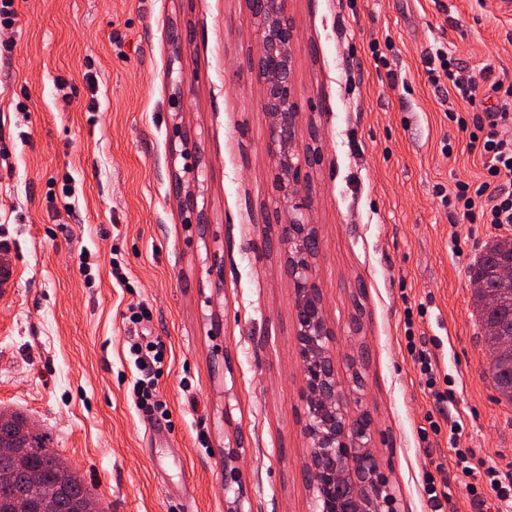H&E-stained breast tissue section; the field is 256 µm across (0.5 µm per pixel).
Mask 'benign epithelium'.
Wrapping results in <instances>:
<instances>
[{"mask_svg": "<svg viewBox=\"0 0 512 512\" xmlns=\"http://www.w3.org/2000/svg\"><path fill=\"white\" fill-rule=\"evenodd\" d=\"M258 43L255 71L263 85L266 150L271 161V205L285 216L280 242L294 291L296 356L304 375V432L310 441V486L318 512H397L396 496L372 451V424L362 425L350 410L361 402L363 379L349 383L336 371L331 349L336 333L328 324L313 259L321 240L310 219V169L321 158L317 140L303 145L293 80L295 21L288 0H248ZM237 448L224 452V485L240 481L233 462Z\"/></svg>", "mask_w": 512, "mask_h": 512, "instance_id": "obj_1", "label": "benign epithelium"}]
</instances>
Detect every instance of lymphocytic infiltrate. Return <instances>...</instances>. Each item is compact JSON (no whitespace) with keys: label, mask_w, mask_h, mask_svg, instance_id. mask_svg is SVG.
<instances>
[{"label":"lymphocytic infiltrate","mask_w":512,"mask_h":512,"mask_svg":"<svg viewBox=\"0 0 512 512\" xmlns=\"http://www.w3.org/2000/svg\"><path fill=\"white\" fill-rule=\"evenodd\" d=\"M425 64L432 83L447 80L454 96L473 106L472 117L457 118L456 123L477 145L486 173L485 180L474 188L456 182L452 192L442 195V202L454 218L512 225V78L505 76L481 86L457 59L440 48L428 52ZM462 429V422H452L449 443L456 448L455 464L468 479L466 490L474 504L482 512H512V477L489 467L480 482H473L472 451L458 446Z\"/></svg>","instance_id":"lymphocytic-infiltrate-1"}]
</instances>
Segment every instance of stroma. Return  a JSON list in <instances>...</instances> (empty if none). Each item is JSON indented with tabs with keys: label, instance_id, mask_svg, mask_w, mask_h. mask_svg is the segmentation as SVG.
I'll use <instances>...</instances> for the list:
<instances>
[{
	"label": "stroma",
	"instance_id": "stroma-1",
	"mask_svg": "<svg viewBox=\"0 0 512 512\" xmlns=\"http://www.w3.org/2000/svg\"><path fill=\"white\" fill-rule=\"evenodd\" d=\"M0 32V411L48 432L104 512H314L303 376L284 248L264 247L271 163L248 0H15ZM301 140L318 132L310 187L316 271L336 369L358 363L361 407L398 512H477L449 423L477 471L512 476V404L468 270L512 226L456 224L435 194L484 179L423 58L438 46L477 80L512 73L503 0H288ZM184 38L182 85L169 73ZM391 43L387 66L372 43ZM70 183L71 197L62 194ZM198 188L195 211L179 189ZM89 251L93 285L79 270ZM124 274L116 281L111 260ZM145 308L147 318L130 316ZM426 341L452 399L436 404L406 348ZM158 340L167 415L130 397L131 344ZM434 419L439 434L418 430ZM241 447L240 481L224 451ZM451 495L433 507L425 472ZM463 423L462 421H453L450 426L449 443L454 448L455 453V464L457 468H460L461 474L466 478H472L476 481L477 478L474 476V468L471 466L470 459L472 458V451L469 448H457L459 437L462 435Z\"/></svg>",
	"mask_w": 512,
	"mask_h": 512
}]
</instances>
